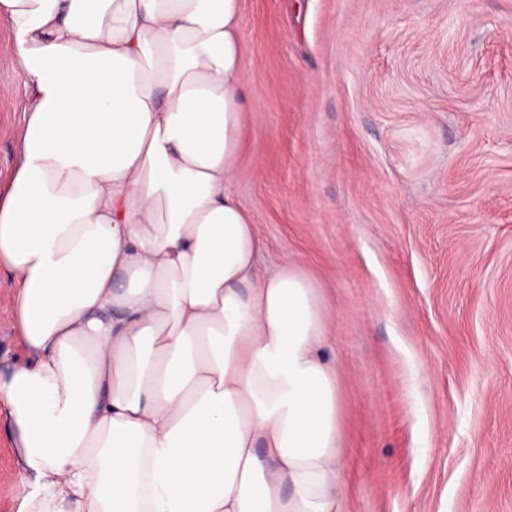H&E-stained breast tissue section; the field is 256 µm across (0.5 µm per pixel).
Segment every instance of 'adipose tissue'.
Wrapping results in <instances>:
<instances>
[{"label": "adipose tissue", "instance_id": "ef3b65f1", "mask_svg": "<svg viewBox=\"0 0 512 512\" xmlns=\"http://www.w3.org/2000/svg\"><path fill=\"white\" fill-rule=\"evenodd\" d=\"M242 0H0L29 88L0 194L18 512H339L330 317L232 189Z\"/></svg>", "mask_w": 512, "mask_h": 512}]
</instances>
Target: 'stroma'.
Masks as SVG:
<instances>
[{
	"label": "stroma",
	"instance_id": "obj_1",
	"mask_svg": "<svg viewBox=\"0 0 512 512\" xmlns=\"http://www.w3.org/2000/svg\"><path fill=\"white\" fill-rule=\"evenodd\" d=\"M233 190L323 291L341 512H512V0H242ZM28 103L0 25V192ZM0 272V373L20 354ZM21 472L0 424V512Z\"/></svg>",
	"mask_w": 512,
	"mask_h": 512
}]
</instances>
